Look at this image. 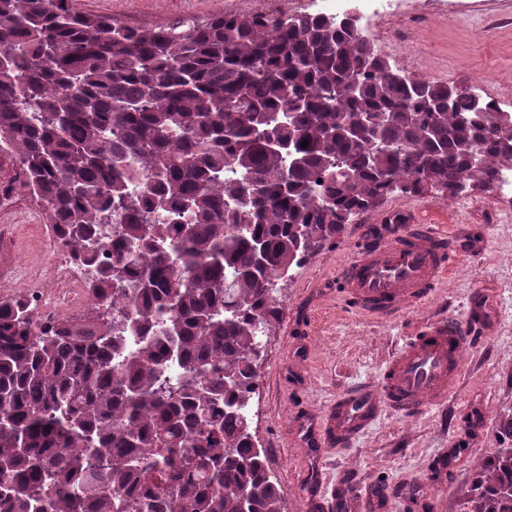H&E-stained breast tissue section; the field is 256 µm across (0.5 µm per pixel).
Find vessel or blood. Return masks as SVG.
<instances>
[{
  "mask_svg": "<svg viewBox=\"0 0 512 512\" xmlns=\"http://www.w3.org/2000/svg\"><path fill=\"white\" fill-rule=\"evenodd\" d=\"M460 258L455 235L419 224L394 227L381 241L367 244L341 277L351 309L387 320L432 297ZM494 318L488 299L476 296L467 318H445L423 326L386 364L380 379L337 397L320 415H298L295 434L316 465L307 471V512H381L383 498L348 478L327 485L329 453L366 432L388 411L419 413L447 407L460 380V361Z\"/></svg>",
  "mask_w": 512,
  "mask_h": 512,
  "instance_id": "vessel-or-blood-1",
  "label": "vessel or blood"
}]
</instances>
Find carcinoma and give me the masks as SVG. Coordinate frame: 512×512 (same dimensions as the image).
<instances>
[{
	"instance_id": "obj_1",
	"label": "carcinoma",
	"mask_w": 512,
	"mask_h": 512,
	"mask_svg": "<svg viewBox=\"0 0 512 512\" xmlns=\"http://www.w3.org/2000/svg\"><path fill=\"white\" fill-rule=\"evenodd\" d=\"M394 71L343 16L0 0V193L40 203L96 310L0 300V512H281L249 415L274 282L391 194L512 168L502 110ZM464 512H512V447ZM79 11L105 14L134 26H158L176 16L191 14L201 19L239 10L236 0H71Z\"/></svg>"
}]
</instances>
